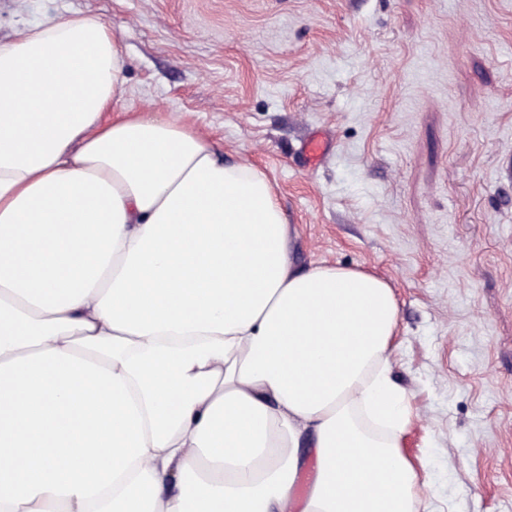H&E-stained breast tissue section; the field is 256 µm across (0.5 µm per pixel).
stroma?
I'll use <instances>...</instances> for the list:
<instances>
[{"label":"stroma","instance_id":"stroma-1","mask_svg":"<svg viewBox=\"0 0 512 512\" xmlns=\"http://www.w3.org/2000/svg\"><path fill=\"white\" fill-rule=\"evenodd\" d=\"M75 12L122 44L123 106L268 176L303 262L392 285L428 499L512 512V0H0V39Z\"/></svg>","mask_w":512,"mask_h":512}]
</instances>
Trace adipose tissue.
Wrapping results in <instances>:
<instances>
[{
    "mask_svg": "<svg viewBox=\"0 0 512 512\" xmlns=\"http://www.w3.org/2000/svg\"><path fill=\"white\" fill-rule=\"evenodd\" d=\"M123 70L91 14L0 41V512H424L391 285L299 266L190 123L112 116Z\"/></svg>",
    "mask_w": 512,
    "mask_h": 512,
    "instance_id": "obj_1",
    "label": "adipose tissue"
}]
</instances>
